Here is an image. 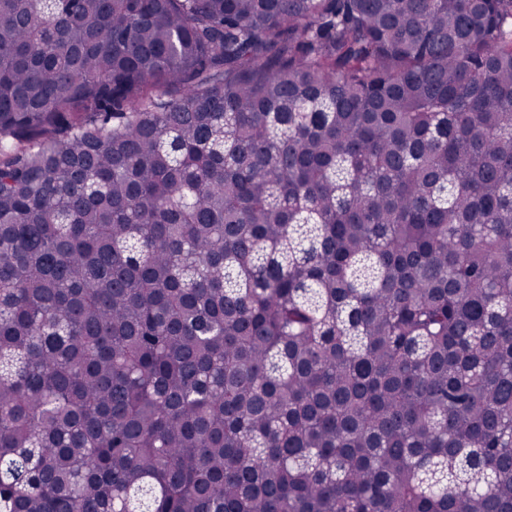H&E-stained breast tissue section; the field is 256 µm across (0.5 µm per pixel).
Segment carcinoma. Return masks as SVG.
Returning <instances> with one entry per match:
<instances>
[{
    "label": "carcinoma",
    "instance_id": "cac0c4a2",
    "mask_svg": "<svg viewBox=\"0 0 512 512\" xmlns=\"http://www.w3.org/2000/svg\"><path fill=\"white\" fill-rule=\"evenodd\" d=\"M0 512H512V0H0Z\"/></svg>",
    "mask_w": 512,
    "mask_h": 512
}]
</instances>
